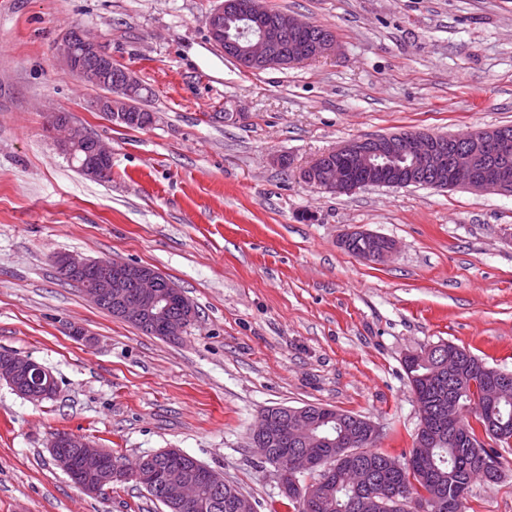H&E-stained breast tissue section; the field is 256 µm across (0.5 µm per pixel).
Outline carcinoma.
I'll use <instances>...</instances> for the list:
<instances>
[{
	"label": "carcinoma",
	"mask_w": 512,
	"mask_h": 512,
	"mask_svg": "<svg viewBox=\"0 0 512 512\" xmlns=\"http://www.w3.org/2000/svg\"><path fill=\"white\" fill-rule=\"evenodd\" d=\"M403 367L423 410L409 456L398 464L395 458L372 451L374 442L364 440L360 427L363 416L340 411L336 432L343 433L353 449L347 464L366 469L369 485L349 489L330 478L308 497L307 488L290 483L284 496L294 512H397V503L408 507L420 499L431 502L430 512H462L473 477L498 478V472L484 469L486 461H495L497 449L477 439L476 432L482 429L490 440L509 444L512 372L490 366L450 342L406 356ZM470 406L475 423L459 417L446 419L443 428L438 425L439 413L454 407L459 414ZM301 447L290 442L286 448H274L267 463L283 469L286 458ZM215 481L202 499L210 504V512H229L224 478L217 475Z\"/></svg>",
	"instance_id": "obj_1"
}]
</instances>
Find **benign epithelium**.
Returning <instances> with one entry per match:
<instances>
[{"mask_svg": "<svg viewBox=\"0 0 512 512\" xmlns=\"http://www.w3.org/2000/svg\"><path fill=\"white\" fill-rule=\"evenodd\" d=\"M227 4L221 2L208 20L210 40L215 48L231 57L244 70L259 71L270 67H290L305 63L332 51L335 42L325 39L315 43L302 34L313 23L289 14L271 15L263 0H246L236 5L238 16L245 20L239 29L244 40L235 41L225 33L224 16ZM63 61L81 78L92 77L106 89L93 101L91 109L101 112L112 122L130 123V106L140 88L139 78L131 71L113 73L112 57L106 54L97 39L84 30L70 33ZM50 115L49 122L60 150L68 155L85 151L82 172L94 179L104 178L112 171V151L102 139L90 135ZM319 179L316 187L334 194H350L367 186L407 187L417 182L437 188L462 187L476 193L512 195V137L495 130L476 131L465 146L448 151V144L437 136L415 132L392 138H360L350 140L324 153L318 159ZM366 243V254L377 264L387 262L396 252V243L383 235L353 230L342 237V244ZM58 270L69 279L89 280L84 295L97 306L108 304L113 317L135 321L154 328L165 338H176L185 331L186 321L171 318L168 308L175 304L189 305L187 297L171 287L166 277L150 266L117 259H87L60 254L55 259ZM48 370L29 356L12 353L0 355V381L8 383L24 398L40 401L49 395L44 384ZM333 420L314 418L306 412H290L285 428L275 429L268 420L257 442L282 446L290 440H304L312 430ZM49 448L57 467L86 494L97 495L102 487L132 479L148 490L159 489L163 500L176 509L202 502L200 487L214 479L212 471L201 465L183 472L184 453L167 449L164 467L141 464L129 471L117 462L112 452L94 444L82 435L55 433ZM78 449L72 458L68 449ZM324 466L326 473L336 466L324 463L313 453L305 454L290 465L297 474L304 469Z\"/></svg>", "mask_w": 512, "mask_h": 512, "instance_id": "benign-epithelium-1", "label": "benign epithelium"}]
</instances>
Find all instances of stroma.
<instances>
[{"label": "stroma", "instance_id": "35a3bbf8", "mask_svg": "<svg viewBox=\"0 0 512 512\" xmlns=\"http://www.w3.org/2000/svg\"><path fill=\"white\" fill-rule=\"evenodd\" d=\"M263 3L329 28L335 52L244 70L209 40L218 0H0V353L57 383L32 402L0 382V512H166L132 480L82 493L47 448L56 432L129 467L180 449L258 512H293L251 442L263 409L365 416L399 459L420 420L406 355L450 342L512 370V195L301 178L354 138L512 124V0ZM76 28L147 88L152 127L91 111L100 89L61 61ZM56 109L111 145V179L59 151ZM354 229L397 255L352 256ZM63 253L151 266L198 316L178 339L145 334L64 280ZM497 468L464 512H512V447ZM353 241H362L366 243V254L377 264L387 262L396 252V243L392 239L369 231L353 230L346 233L342 237L341 242L343 247H345V250H347L354 257L361 260L368 261V258L365 254H363V250L357 244V242L352 243L350 246L346 247ZM360 245L364 246V244L361 242Z\"/></svg>", "mask_w": 512, "mask_h": 512}]
</instances>
